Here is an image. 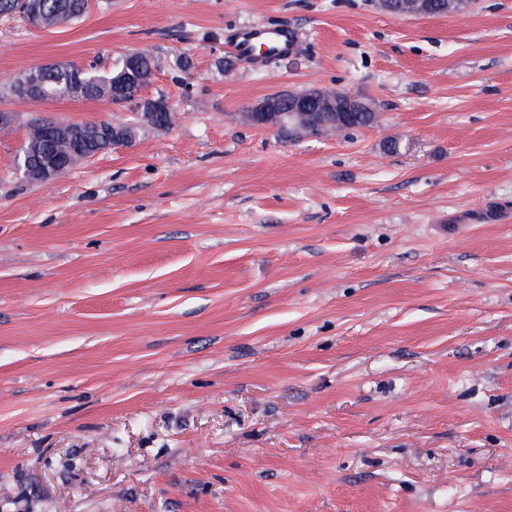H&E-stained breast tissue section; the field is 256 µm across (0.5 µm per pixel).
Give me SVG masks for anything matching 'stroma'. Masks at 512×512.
<instances>
[{
    "label": "stroma",
    "mask_w": 512,
    "mask_h": 512,
    "mask_svg": "<svg viewBox=\"0 0 512 512\" xmlns=\"http://www.w3.org/2000/svg\"><path fill=\"white\" fill-rule=\"evenodd\" d=\"M255 24L296 51L225 71ZM132 51L172 125L20 175L30 119L130 113L3 88ZM312 87L375 123L294 140L243 117ZM0 111V512H512V0L0 18Z\"/></svg>",
    "instance_id": "35a3bbf8"
}]
</instances>
